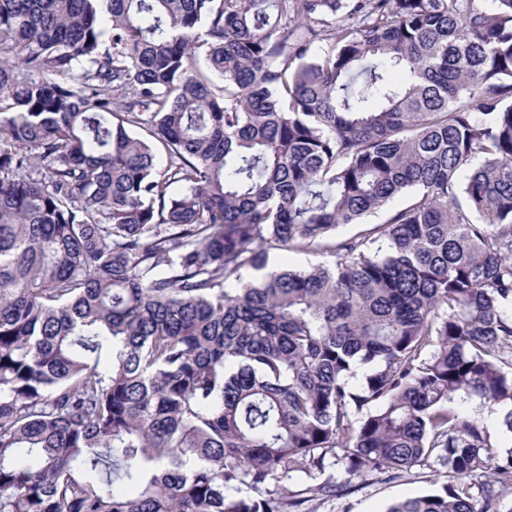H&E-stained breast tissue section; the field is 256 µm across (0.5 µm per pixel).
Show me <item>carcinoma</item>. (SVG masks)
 Returning a JSON list of instances; mask_svg holds the SVG:
<instances>
[{
  "label": "carcinoma",
  "instance_id": "1",
  "mask_svg": "<svg viewBox=\"0 0 512 512\" xmlns=\"http://www.w3.org/2000/svg\"><path fill=\"white\" fill-rule=\"evenodd\" d=\"M459 394L512 434V0H0V512H512ZM285 257L288 259L290 265L295 266L297 268H307L311 265L322 264L326 262H330L333 258L329 254H313V253H294V252H284L279 250L270 251L269 262L276 260L280 262L282 258ZM412 471L419 476L389 482L385 481L383 474L374 473L366 484L353 480V486L346 495L325 500L317 507V512H385L396 501L434 491L444 480L446 470L430 460L415 466ZM437 474L440 480L436 484L434 478Z\"/></svg>",
  "mask_w": 512,
  "mask_h": 512
}]
</instances>
